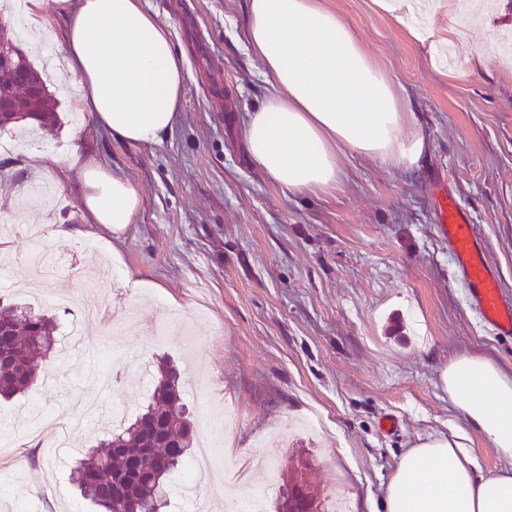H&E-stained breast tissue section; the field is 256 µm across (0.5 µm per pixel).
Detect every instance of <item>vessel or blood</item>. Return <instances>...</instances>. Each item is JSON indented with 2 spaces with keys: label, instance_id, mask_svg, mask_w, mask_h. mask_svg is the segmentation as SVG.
<instances>
[{
  "label": "vessel or blood",
  "instance_id": "obj_1",
  "mask_svg": "<svg viewBox=\"0 0 512 512\" xmlns=\"http://www.w3.org/2000/svg\"><path fill=\"white\" fill-rule=\"evenodd\" d=\"M440 228L453 250L461 283L482 317L499 335H512V301L499 290L498 279L487 265L473 224L458 207L453 196L440 204Z\"/></svg>",
  "mask_w": 512,
  "mask_h": 512
}]
</instances>
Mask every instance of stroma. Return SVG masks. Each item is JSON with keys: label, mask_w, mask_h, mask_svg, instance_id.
Returning a JSON list of instances; mask_svg holds the SVG:
<instances>
[{"label": "stroma", "mask_w": 512, "mask_h": 512, "mask_svg": "<svg viewBox=\"0 0 512 512\" xmlns=\"http://www.w3.org/2000/svg\"><path fill=\"white\" fill-rule=\"evenodd\" d=\"M350 26L361 48L403 84L430 145L410 169L349 152L343 177L291 194L250 158L248 115L272 92L245 44V0H145L169 27L189 77L174 128L153 144L124 143L75 111L57 68L49 89L53 130L0 131V261L8 299L67 327L98 286L90 270L116 264L121 279L104 316L82 323L85 338L109 333L96 355L72 345L51 354L33 391L0 401V512H95L77 492L78 459L112 430V408L135 417L153 381L123 356L178 367L199 438L212 450L202 488L211 512H226L229 474L242 471L240 500L260 493L273 512L277 470L305 456L325 512L346 496L351 512H379L400 455L447 432L460 410L440 374L473 354L512 371V335L477 315L439 231L436 178L449 182L474 224L502 294L512 300V0L487 9V32L459 46L491 44L485 68L438 73L403 25L374 0H319ZM129 180L142 209L104 248V229L85 223L77 182L57 179L71 148ZM82 419L56 454H39L52 430L37 413ZM397 420L383 431L385 416Z\"/></svg>", "instance_id": "obj_1"}]
</instances>
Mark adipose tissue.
Masks as SVG:
<instances>
[{"label": "adipose tissue", "instance_id": "adipose-tissue-1", "mask_svg": "<svg viewBox=\"0 0 512 512\" xmlns=\"http://www.w3.org/2000/svg\"><path fill=\"white\" fill-rule=\"evenodd\" d=\"M407 24L435 63L445 47L465 42L484 19L477 0H375ZM448 13L437 28L438 10ZM246 45L276 83L251 112L248 151L288 193L315 192L342 177L339 152L412 168L428 145L413 122L406 88L363 52L351 28L318 0H247ZM81 85L79 108L94 113L112 137L155 143L181 108L188 70L166 24L142 0H78L56 47ZM60 179L78 182L87 223L122 235L141 198L126 179L96 159L71 151ZM462 422L427 436L399 458L386 486L383 512H512V374L479 356L449 361L441 373ZM496 448L501 465L481 473L466 426Z\"/></svg>", "mask_w": 512, "mask_h": 512}]
</instances>
